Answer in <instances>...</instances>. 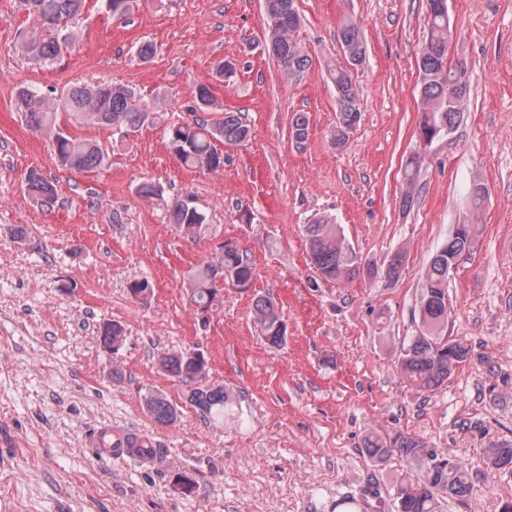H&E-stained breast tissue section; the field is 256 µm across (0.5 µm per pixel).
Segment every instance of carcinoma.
Here are the masks:
<instances>
[{
  "label": "carcinoma",
  "mask_w": 512,
  "mask_h": 512,
  "mask_svg": "<svg viewBox=\"0 0 512 512\" xmlns=\"http://www.w3.org/2000/svg\"><path fill=\"white\" fill-rule=\"evenodd\" d=\"M440 0H429V32L420 51L418 71L420 100L423 119L420 131L431 134L435 129L453 128L459 121L461 106L466 98L470 79L464 62L449 60L453 30L448 11L438 8ZM32 18L31 27L21 42L22 51L30 59L50 65L68 47L74 44L67 31L70 21L80 15L85 0H23ZM266 13L271 21L267 46L279 68L286 74H300L309 65V56L293 38L292 32L299 22L295 0H264ZM360 35L357 24L345 23L338 40L341 48L351 45ZM330 82L336 93L338 115L333 131L336 146L344 145L353 132L351 125L361 119L358 94L351 72L341 66L328 70ZM15 108L26 126L46 135L62 166L80 172H93L102 167L106 153L95 140L71 135L59 120L58 109L87 124L111 129L124 137L151 124L158 113V103L146 99L125 85L73 87L61 103L49 101L39 92L22 86L15 97ZM292 138L303 143L308 138V120L295 113L290 120ZM251 130L237 112H221L212 119L197 118L193 124H173L168 128L169 142L183 166L197 171L210 172L224 166V153L216 143L233 147L248 141ZM423 157L415 154L405 164L409 185L419 178ZM28 194L38 204L50 206L58 197L57 186L41 173L32 170L26 177ZM173 224L184 234L197 235L206 224V216L184 201L176 203L171 212ZM311 264L324 281H348L358 275L364 263L345 242L341 226L328 216H319L304 225ZM477 225L465 222L463 228L454 230L433 254L427 265L416 303V329L402 344L399 357L400 370L410 386L419 392H432L443 385L457 366L469 358L470 349L462 340L448 339L447 329L448 286L450 264L458 255L467 254L477 238ZM404 254L393 253L385 262L388 282L400 279ZM253 263L248 251L232 242L220 247V252L210 257L188 274L183 287L191 301L198 307L211 309L216 306L219 284L227 281L251 279ZM253 319L266 343L278 347L285 341L286 325L276 302L259 296L253 303ZM104 344L112 349L124 340V329L112 323L104 325ZM157 364L161 371L175 377L187 388V401L200 413L213 421L224 419L225 409L232 406L234 397L219 382H202L203 366L192 358L190 350H174L160 354ZM144 405L153 420L163 426H173L179 410L161 392H151L144 398ZM160 447L149 435H139L126 444L115 442L114 448L124 447L135 459L152 457L143 447ZM366 452L376 460H383L396 453L407 460L422 462L429 448L416 438L402 433L370 435L364 440ZM487 464L493 469L512 464L511 446H493L486 449ZM433 470L421 466L420 474L404 475L395 485L397 512H437L439 497L463 498L470 494L472 485L467 469L448 458Z\"/></svg>",
  "instance_id": "cac0c4a2"
}]
</instances>
